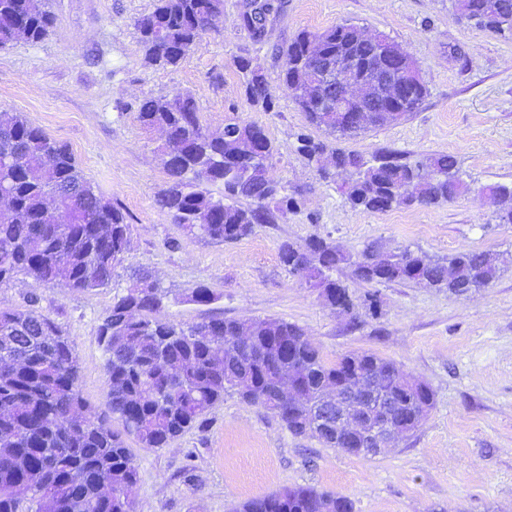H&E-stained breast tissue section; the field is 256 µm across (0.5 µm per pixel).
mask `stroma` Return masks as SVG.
Returning <instances> with one entry per match:
<instances>
[{
    "mask_svg": "<svg viewBox=\"0 0 512 512\" xmlns=\"http://www.w3.org/2000/svg\"><path fill=\"white\" fill-rule=\"evenodd\" d=\"M55 24L37 43L0 48V112H18L71 149L86 177L125 216L124 259L105 288L39 286L25 274L0 284V308L37 297L69 336L90 410L104 411L105 356L98 327L141 273L166 299L158 316L176 324L210 317L279 318L304 330L327 360L367 350L397 362L434 392V407L390 452L355 456L292 435L272 412L234 393L164 448L127 445L138 470L136 512H231L238 502L295 486L353 500L355 512H512V264L465 296L412 283L370 285L352 265L336 273L356 305L350 315L280 262L283 241L313 236L350 257L371 242L445 259L466 251L512 255V224L496 221L485 189L512 185V37L461 17L454 0H272L266 36L254 40L240 17L248 0H224L216 27L177 66L144 61L136 20L156 0H49ZM353 24L400 45L416 62L427 94L402 120L352 136L313 130L282 87L278 50L303 29ZM250 60L276 93L251 106L237 58ZM192 96L203 126L237 117L274 144L270 176L302 198L301 211L255 225L233 242L188 236L157 203L169 177L162 135L139 120L143 99ZM314 133L364 158L390 151L413 162L431 153L457 161L465 185L440 204L374 213L352 208L336 183L319 177L296 150ZM207 286L206 306L193 294Z\"/></svg>",
    "mask_w": 512,
    "mask_h": 512,
    "instance_id": "stroma-1",
    "label": "stroma"
}]
</instances>
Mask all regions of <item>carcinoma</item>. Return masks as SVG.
I'll return each mask as SVG.
<instances>
[{
	"instance_id": "1",
	"label": "carcinoma",
	"mask_w": 512,
	"mask_h": 512,
	"mask_svg": "<svg viewBox=\"0 0 512 512\" xmlns=\"http://www.w3.org/2000/svg\"><path fill=\"white\" fill-rule=\"evenodd\" d=\"M490 2L457 0V7L469 18L483 17L478 26L508 34L486 14ZM272 9L269 0H253L241 15L243 26L262 37L261 22ZM223 14L224 0H156L154 10L136 21L146 63L178 65ZM54 21L48 0H0V46L40 42ZM282 54L287 58L283 89L312 125L330 135H355L397 120L418 109L426 95L425 86L417 87L397 104L401 113L394 117L367 112L358 125L338 122L336 113L320 111L302 89L325 59L340 57L357 74L377 63L370 40L339 24L300 32ZM236 67L245 78L248 101L271 108L275 95L264 77L244 58ZM139 119L146 128L167 133L164 154L174 160L165 163L169 184L158 203L188 235L231 242L270 222L274 210L301 209V199L285 194L267 176L274 146L261 128L229 118L224 134L213 136L204 130L191 96L146 99ZM296 142L297 152L321 178H331V167L350 172L339 190L353 208L389 211L403 203L402 190L408 187L416 202L438 204L463 187L456 159L448 154L407 163L382 153L370 162L305 133ZM217 183L224 194L207 188ZM0 191L10 199L0 210V283L20 272L38 286L63 282L85 291L112 283L130 225L84 176L69 147L19 113H0ZM490 191L508 201L497 212L498 223L512 224V186ZM51 193L61 199L70 223H52ZM279 256L291 273L302 267L307 283L331 307L343 305L353 313L352 296L336 279V270L349 258L335 243L319 237L302 245L284 241ZM353 266L355 277L366 283L414 282L451 294L485 286L500 270L498 260L483 251L440 261L420 251L380 252L373 246ZM164 297L143 273L114 299L99 327L106 410L93 418L85 415L73 345L58 324L35 310L0 309V512H134L137 469L124 437L145 448H165L201 424L230 390L245 404L276 414L290 433L340 450L346 442L335 428L314 432L306 425L357 415L363 421L359 444L364 445L374 426L391 418L399 425L397 441L411 435L433 408L430 387L391 359L354 351L329 362L300 328L282 319L213 318L186 327L163 322L153 313ZM285 380L301 388V406L279 403L277 389ZM365 385L382 402L352 407L346 394ZM114 419L122 431L112 429ZM232 512H355V505L346 496L298 486L245 500Z\"/></svg>"
}]
</instances>
